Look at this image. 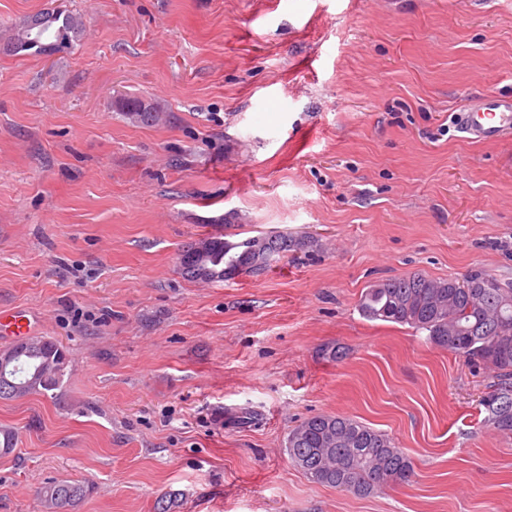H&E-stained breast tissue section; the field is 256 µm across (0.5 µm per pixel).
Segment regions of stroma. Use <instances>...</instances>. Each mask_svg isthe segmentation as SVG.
Here are the masks:
<instances>
[{
	"label": "stroma",
	"instance_id": "1",
	"mask_svg": "<svg viewBox=\"0 0 512 512\" xmlns=\"http://www.w3.org/2000/svg\"><path fill=\"white\" fill-rule=\"evenodd\" d=\"M48 10L81 16L73 47L3 50ZM480 94L512 95V0H0V311L69 349L55 395L0 400V512H44L52 480L88 486L75 512L170 489L178 512H512L488 372L358 310L409 273L512 279V138L456 126ZM252 230L314 246L180 271ZM320 413L388 434L414 478L312 482L286 446ZM121 110L129 120L141 125H157L166 119L157 107L136 97L126 99L121 104ZM238 242L222 235L207 236L185 245L178 257L179 268L188 278L200 281L233 279L245 272L258 273L256 256L274 255L275 260L306 252L312 241L281 232L256 231ZM307 238V239H306Z\"/></svg>",
	"mask_w": 512,
	"mask_h": 512
}]
</instances>
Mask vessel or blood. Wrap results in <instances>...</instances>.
<instances>
[{
    "label": "vessel or blood",
    "instance_id": "obj_1",
    "mask_svg": "<svg viewBox=\"0 0 512 512\" xmlns=\"http://www.w3.org/2000/svg\"><path fill=\"white\" fill-rule=\"evenodd\" d=\"M459 125L468 139L496 142L512 136V96L489 95L476 99L460 112ZM0 328L23 340L32 331L30 319L19 313H0Z\"/></svg>",
    "mask_w": 512,
    "mask_h": 512
}]
</instances>
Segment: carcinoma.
Listing matches in <instances>:
<instances>
[{
  "label": "carcinoma",
  "mask_w": 512,
  "mask_h": 512,
  "mask_svg": "<svg viewBox=\"0 0 512 512\" xmlns=\"http://www.w3.org/2000/svg\"><path fill=\"white\" fill-rule=\"evenodd\" d=\"M84 33L81 18L52 11L33 16L13 28L9 52L56 51ZM125 116L141 125H157L166 116L157 107L133 97L121 104ZM311 240L279 232L259 231L238 242L207 236L185 245L178 257L187 277L200 281L233 279L258 273L256 257L280 260L306 252ZM360 314L368 320L408 325L426 333L427 342L466 362L493 373L481 405L488 430L512 436V280L498 279L483 270L462 278H436L421 273L388 278L362 294ZM0 350L14 354L0 372V399H21L60 387L68 362L67 347L47 337ZM288 456L313 482L369 495L414 476L411 458L385 433L348 416L318 414L298 424L288 436ZM89 488L83 484L51 481L40 490L45 512H74ZM181 493L169 490L157 498L154 512H177Z\"/></svg>",
  "instance_id": "carcinoma-1"
}]
</instances>
